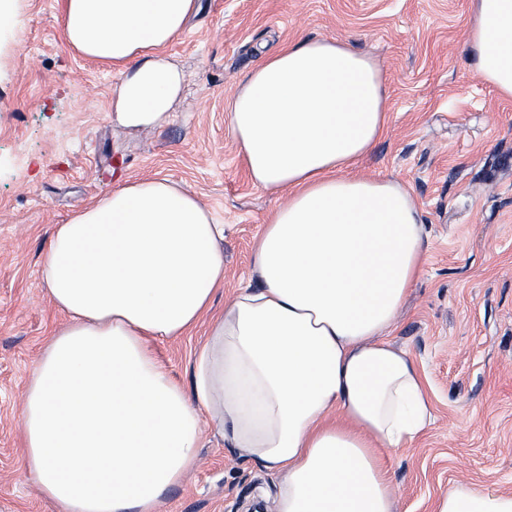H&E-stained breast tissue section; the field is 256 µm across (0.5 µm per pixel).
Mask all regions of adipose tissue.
<instances>
[{"instance_id": "ef3b65f1", "label": "adipose tissue", "mask_w": 512, "mask_h": 512, "mask_svg": "<svg viewBox=\"0 0 512 512\" xmlns=\"http://www.w3.org/2000/svg\"><path fill=\"white\" fill-rule=\"evenodd\" d=\"M58 2L66 43L121 73L113 119L165 121L183 82L165 49L197 0ZM469 7L468 64L512 100V0ZM387 112L382 65L336 39L245 76L229 129L279 204L218 317L226 227L176 181L125 180L55 225L40 273L68 322L31 373L20 428L23 467L59 512H158L210 433L269 475L274 512H395L379 452L414 443L432 406L388 338L424 265L423 213L400 182L352 172ZM204 319L185 387L152 344ZM434 512H512V493L459 483Z\"/></svg>"}]
</instances>
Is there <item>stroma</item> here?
Listing matches in <instances>:
<instances>
[{"mask_svg":"<svg viewBox=\"0 0 512 512\" xmlns=\"http://www.w3.org/2000/svg\"><path fill=\"white\" fill-rule=\"evenodd\" d=\"M167 49L183 72L168 120L129 132L112 122L121 74L66 43L56 0H18L0 28V512H56L21 465V401L51 335L66 322L42 283L54 225L127 178L165 177L226 225L224 288L246 283L276 200L250 179L226 104L260 59L331 37L379 58L388 126L357 165L405 185L429 233L423 272L391 340L418 365L433 419L384 454L397 512H433L457 482L512 492V100L467 64L468 0H199ZM208 324L156 342L189 385ZM201 464L164 493L163 512H250L271 479L209 438Z\"/></svg>","mask_w":512,"mask_h":512,"instance_id":"obj_1","label":"stroma"}]
</instances>
